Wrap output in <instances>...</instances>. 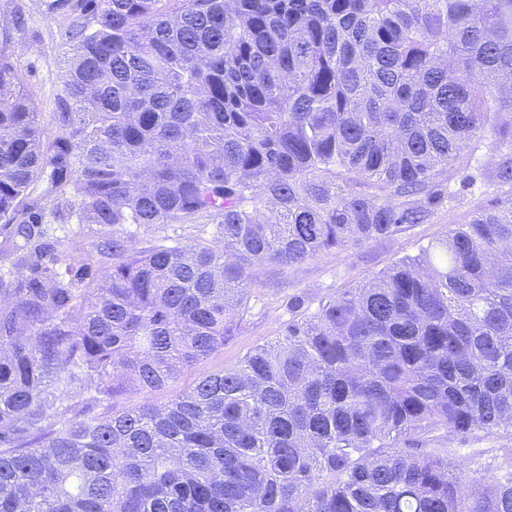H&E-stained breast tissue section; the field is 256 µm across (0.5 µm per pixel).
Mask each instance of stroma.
<instances>
[{
    "label": "stroma",
    "mask_w": 512,
    "mask_h": 512,
    "mask_svg": "<svg viewBox=\"0 0 512 512\" xmlns=\"http://www.w3.org/2000/svg\"><path fill=\"white\" fill-rule=\"evenodd\" d=\"M19 4L24 7L27 26L16 36V60L39 112L47 116L55 109L67 70L66 49L59 39L62 21L45 14L43 0H0V15L11 14ZM492 162L493 153L487 145L464 149L448 174V187L455 193L452 203L440 208L429 223L416 225L394 239L332 250L287 270L274 265L254 267L253 308L244 332L226 342L217 355L154 393V400L167 401L201 374L232 367L249 349L278 336L289 319V296L301 294L310 303H317L327 293L360 286L399 260L418 255L428 244L445 237L450 225L465 223L478 210L512 208V193L491 185L483 175Z\"/></svg>",
    "instance_id": "stroma-1"
}]
</instances>
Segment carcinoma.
I'll use <instances>...</instances> for the list:
<instances>
[{"mask_svg": "<svg viewBox=\"0 0 512 512\" xmlns=\"http://www.w3.org/2000/svg\"><path fill=\"white\" fill-rule=\"evenodd\" d=\"M47 9L49 128L23 9L0 24V512H512V448L448 446L512 436V209L288 297L281 335L150 399L241 334L253 267L428 223L474 143L512 187V0ZM72 222L112 228L111 265L65 248ZM128 224L213 238L140 250ZM22 4L27 17L25 30L16 34V60L26 76L42 121L49 126L50 113L67 70L66 48L59 39L62 20L45 14L43 0H0V16L7 15Z\"/></svg>", "mask_w": 512, "mask_h": 512, "instance_id": "cac0c4a2", "label": "carcinoma"}]
</instances>
